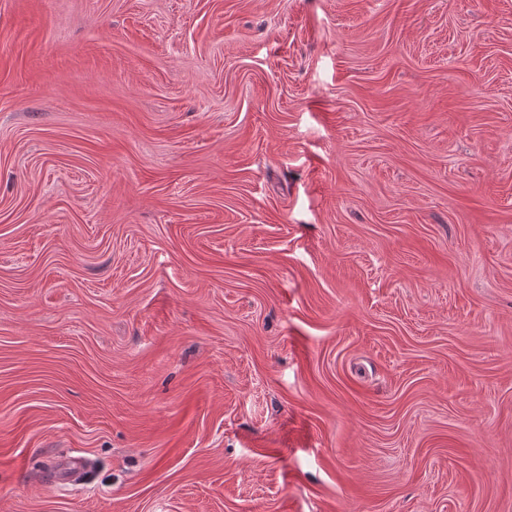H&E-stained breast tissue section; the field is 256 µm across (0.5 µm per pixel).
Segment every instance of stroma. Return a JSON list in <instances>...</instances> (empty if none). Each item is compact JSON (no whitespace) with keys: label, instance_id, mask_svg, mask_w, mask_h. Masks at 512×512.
I'll return each mask as SVG.
<instances>
[{"label":"stroma","instance_id":"obj_1","mask_svg":"<svg viewBox=\"0 0 512 512\" xmlns=\"http://www.w3.org/2000/svg\"><path fill=\"white\" fill-rule=\"evenodd\" d=\"M0 512H512V0H0Z\"/></svg>","mask_w":512,"mask_h":512}]
</instances>
